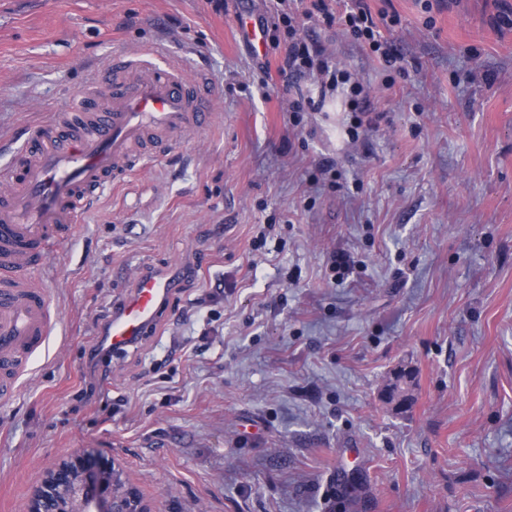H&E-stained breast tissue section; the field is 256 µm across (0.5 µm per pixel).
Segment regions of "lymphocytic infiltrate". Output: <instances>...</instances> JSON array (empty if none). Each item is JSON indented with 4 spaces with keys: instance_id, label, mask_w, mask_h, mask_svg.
Returning <instances> with one entry per match:
<instances>
[{
    "instance_id": "lymphocytic-infiltrate-1",
    "label": "lymphocytic infiltrate",
    "mask_w": 512,
    "mask_h": 512,
    "mask_svg": "<svg viewBox=\"0 0 512 512\" xmlns=\"http://www.w3.org/2000/svg\"><path fill=\"white\" fill-rule=\"evenodd\" d=\"M332 0H309L302 14L283 16L282 22L288 30V46L284 59V68L289 76H306L318 87V97H303L291 102L294 113L318 111L323 107L322 96L339 93L344 98L347 111L352 114V123L348 129L351 142H359L361 132L378 128L381 113L371 109L367 88L351 73L328 59L322 47L307 42L299 34L302 21L326 26L338 25L354 39L367 44L376 53L388 71L404 74L402 58L384 39V27L397 24V15L387 11L371 12L366 0H351V5L336 12L331 8Z\"/></svg>"
}]
</instances>
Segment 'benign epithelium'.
<instances>
[{"instance_id":"obj_1","label":"benign epithelium","mask_w":512,"mask_h":512,"mask_svg":"<svg viewBox=\"0 0 512 512\" xmlns=\"http://www.w3.org/2000/svg\"><path fill=\"white\" fill-rule=\"evenodd\" d=\"M66 493L80 497L94 512H153L129 487L121 470L110 469L91 456L70 460L42 479L40 505L33 512H45L42 504L58 501Z\"/></svg>"}]
</instances>
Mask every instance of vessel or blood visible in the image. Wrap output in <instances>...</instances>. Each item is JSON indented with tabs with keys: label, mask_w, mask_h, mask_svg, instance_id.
Masks as SVG:
<instances>
[{
	"label": "vessel or blood",
	"mask_w": 512,
	"mask_h": 512,
	"mask_svg": "<svg viewBox=\"0 0 512 512\" xmlns=\"http://www.w3.org/2000/svg\"><path fill=\"white\" fill-rule=\"evenodd\" d=\"M237 28L249 44L264 37L244 13ZM215 90L202 72L153 60L113 58L89 86L75 91L66 112L29 130L19 165L0 172V399L13 396L30 361L47 344L56 313L34 276L40 260L70 238L107 186L138 169L141 149L169 153L178 137L206 132ZM171 279L141 274L112 317L107 334L120 351L158 322Z\"/></svg>",
	"instance_id": "1"
}]
</instances>
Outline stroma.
<instances>
[{
  "instance_id": "obj_1",
  "label": "stroma",
  "mask_w": 512,
  "mask_h": 512,
  "mask_svg": "<svg viewBox=\"0 0 512 512\" xmlns=\"http://www.w3.org/2000/svg\"><path fill=\"white\" fill-rule=\"evenodd\" d=\"M276 2L0 0V168L113 55L161 49L216 90L208 131L45 257L59 322L0 402V512L83 454L155 512H512V0H368L401 17L392 86L316 30L386 115L357 146L339 97L294 122L285 27L262 57L241 39L237 12ZM140 273L177 283L161 319L93 365Z\"/></svg>"
}]
</instances>
